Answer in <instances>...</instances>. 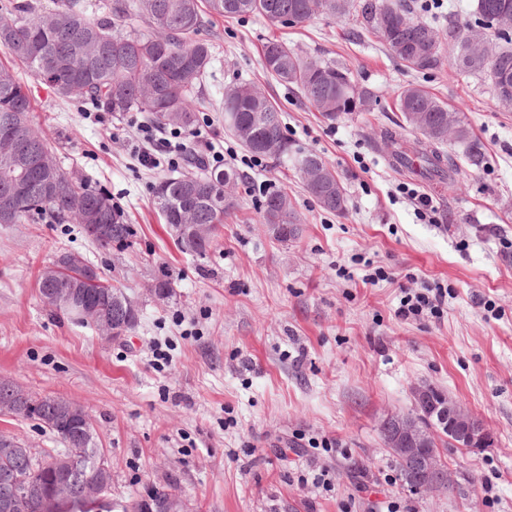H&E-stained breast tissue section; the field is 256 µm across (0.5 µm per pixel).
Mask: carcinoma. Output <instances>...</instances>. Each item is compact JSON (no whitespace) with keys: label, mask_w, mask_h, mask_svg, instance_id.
Listing matches in <instances>:
<instances>
[{"label":"carcinoma","mask_w":512,"mask_h":512,"mask_svg":"<svg viewBox=\"0 0 512 512\" xmlns=\"http://www.w3.org/2000/svg\"><path fill=\"white\" fill-rule=\"evenodd\" d=\"M356 12L360 28L380 37L387 50L417 73L439 68L442 41L430 23L412 17L405 0H105L96 17L88 16L83 0H0V16L13 21L0 29V50L24 65L40 84L62 98L79 100L96 111L121 114L145 112L154 124L189 130L196 122L199 85L212 64L211 44L199 34L211 17L241 18L257 15L272 24H301L320 16H344ZM502 13L512 15V0H475V23L490 28L488 19ZM470 27L458 23L448 30V39L463 48L470 41ZM503 43L486 62L470 60L459 66L469 73L497 74L512 80V28L496 29ZM266 71L279 81L296 87L306 101L328 121L353 111V99L363 100L351 71L340 64L306 60L282 41H267L262 48ZM395 105L414 140L392 132L384 143L394 166L411 168L431 181L455 186L457 169L451 155L441 150L448 142V128H455L453 143L463 147L470 165L484 164L485 156L460 112L430 94L423 86L409 83L394 90ZM227 131L257 157L288 153L281 111L265 95L241 83L224 92ZM8 123L25 131V161L30 173L23 190L12 203V223L23 224L44 216L59 222H89L98 216L112 221V239L100 241L103 248L124 243L130 230L117 221L112 197L65 172L60 165L50 171L38 166L39 157L53 156L48 140L33 123L32 93L14 69L0 65V182L16 175V158L4 135ZM299 171L318 172L317 180L305 183L307 192L326 212L340 215L348 205L344 186L332 165L322 156L301 153ZM238 180L235 170H207L160 180L154 187L158 212L166 224L208 226V236L196 248L174 239L184 253L202 257L224 228V218L235 203L224 204V183L217 174ZM50 179L59 186L52 197L40 189ZM260 223L275 224L279 241H294L301 234L288 193L271 189L264 195ZM101 456L95 446L81 454V464L94 481L102 482L94 470ZM0 512H40L39 496L30 493L0 503Z\"/></svg>","instance_id":"carcinoma-1"}]
</instances>
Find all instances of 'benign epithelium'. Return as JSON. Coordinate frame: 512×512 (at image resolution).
<instances>
[{"label": "benign epithelium", "instance_id": "obj_1", "mask_svg": "<svg viewBox=\"0 0 512 512\" xmlns=\"http://www.w3.org/2000/svg\"><path fill=\"white\" fill-rule=\"evenodd\" d=\"M19 181L3 182L0 200V220L11 219L9 202L16 194ZM86 235L92 240L112 237L110 224H84ZM46 288L40 296L44 304L67 314H76L102 333L107 341L121 340L124 329L117 326L112 316L102 311L99 300L85 291V284L98 282L99 271L85 261L77 262L68 256L42 270ZM416 411L424 413L430 426L424 428L418 417L395 414L381 424L384 442L403 472L405 487L416 493L434 497L445 496L455 486L452 474L442 465L441 455L433 448L439 430L448 432V443L454 448L479 451L489 448L494 436L478 418L468 413L457 401L446 394H435L429 386L414 389ZM0 415L29 416L51 426L67 441V446L85 448L93 440V428L77 407L68 404L47 405L30 398L23 387L0 379ZM0 453L17 463L14 469L0 472V491L19 496L35 488L41 502V512H83L93 507L108 492L89 480L76 464L77 455L52 458L35 464L30 449L3 432L0 434ZM139 512H185L178 500L165 495V490L148 486L137 499Z\"/></svg>", "mask_w": 512, "mask_h": 512}]
</instances>
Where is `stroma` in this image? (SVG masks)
I'll list each match as a JSON object with an SVG mask.
<instances>
[{
	"mask_svg": "<svg viewBox=\"0 0 512 512\" xmlns=\"http://www.w3.org/2000/svg\"><path fill=\"white\" fill-rule=\"evenodd\" d=\"M410 2L443 32L472 17V0ZM201 37L214 62L190 131L151 126L143 112H95L31 82L34 121L62 167L111 194L132 234L107 249L72 223L0 224V378L84 408L112 471L104 512L151 484L171 486L187 512H382L391 501L400 512H512V105L486 76L458 72L452 46L418 78L352 14L286 26L212 18ZM270 39L346 66L367 98L325 120L264 70ZM240 81L282 108L290 150L333 164L349 197L343 215L318 208L292 159L253 156L225 130L224 92ZM414 81L463 113L487 156L476 168L447 144L455 187L397 170L385 154L381 137L401 121L393 90ZM183 145L239 175L236 209L203 257L177 249L154 205L159 179L185 169ZM260 183L287 190L299 240L259 224ZM419 195L429 217L417 213ZM69 251L139 305L126 340L105 341L43 304L37 275ZM380 267L388 279L371 281ZM160 280L169 295L155 294ZM424 281L448 290L441 320L400 318L403 289ZM419 384L495 437L482 451L448 449L450 497L408 492L380 436L387 415L413 413ZM300 437L337 445L299 448ZM318 467L330 469L331 490L300 483Z\"/></svg>",
	"mask_w": 512,
	"mask_h": 512,
	"instance_id": "stroma-1",
	"label": "stroma"
}]
</instances>
